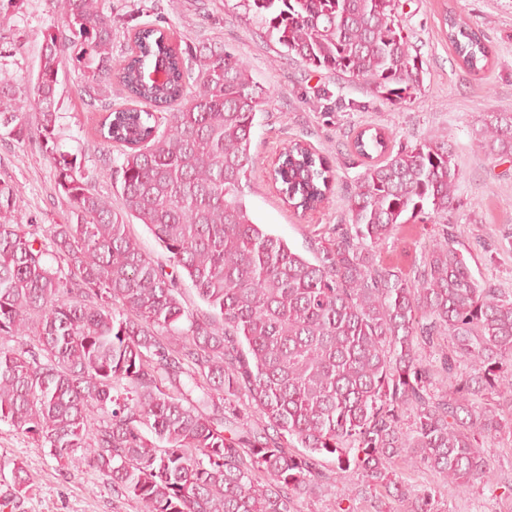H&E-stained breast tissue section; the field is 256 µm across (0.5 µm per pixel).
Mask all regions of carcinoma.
Instances as JSON below:
<instances>
[{
  "label": "carcinoma",
  "instance_id": "carcinoma-1",
  "mask_svg": "<svg viewBox=\"0 0 512 512\" xmlns=\"http://www.w3.org/2000/svg\"><path fill=\"white\" fill-rule=\"evenodd\" d=\"M399 0H243L255 25L316 69L362 80L388 101L421 90L423 60L396 19ZM34 77L0 80V133L41 140L68 224H29L18 190L0 184V422L87 466L135 499L141 512H292L324 479L320 457L354 469L361 485L401 492L396 459L434 469L467 489L491 479L485 439L512 409V299L473 276L448 230L460 173L448 135L392 153L377 129L359 133L370 161L315 261L254 222L245 197L256 157L257 113L273 91L224 50L181 48L156 24L133 29L112 60L110 0H56ZM459 64L492 63L484 33L445 14ZM81 71L94 99L117 81L128 102L105 107L98 135L122 206L94 192L78 154L60 148L59 72ZM161 70L163 80L150 74ZM33 99V128L19 93ZM492 156L512 158V112L479 130ZM290 208H320L333 190L327 157L291 142L270 170ZM145 225L169 253L155 263L129 232ZM442 225L414 278L376 262L404 224ZM67 267L46 260L42 237ZM188 279L211 313L179 299ZM450 344L440 367L421 350ZM204 391L192 403L182 377ZM440 381L442 393L430 391ZM245 392L257 418L224 414ZM413 425L402 427L405 413ZM303 451L285 452L283 442ZM10 475H5V468ZM24 465L0 462L4 502L27 492Z\"/></svg>",
  "mask_w": 512,
  "mask_h": 512
}]
</instances>
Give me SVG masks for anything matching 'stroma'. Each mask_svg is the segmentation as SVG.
I'll use <instances>...</instances> for the list:
<instances>
[{
	"instance_id": "35a3bbf8",
	"label": "stroma",
	"mask_w": 512,
	"mask_h": 512,
	"mask_svg": "<svg viewBox=\"0 0 512 512\" xmlns=\"http://www.w3.org/2000/svg\"><path fill=\"white\" fill-rule=\"evenodd\" d=\"M112 56L126 51L127 29L154 22L183 45L227 49L247 61L252 78L273 88L275 96L258 113L252 150L259 164L246 196L256 223L312 256L321 237L348 221V196L366 169L350 150L363 128L378 126L390 150L447 133L460 172L451 227L474 276L512 295V161L495 160L482 149L477 132L493 112H512V0H400L397 20L423 60V88L416 98L391 103L350 81L307 65L287 54L252 24L241 0H111ZM454 10L481 29L494 52L492 67L480 73L462 68L446 38L442 16ZM17 29L0 33V47L13 50L0 76L21 80L36 73L47 32L60 23L52 0H19ZM62 147L81 153L95 170L96 191L121 199L112 189L109 157L118 147L96 132L101 111L89 107L81 73L67 65L61 76ZM291 140L310 144L333 163L334 193L319 210L301 213L285 206L268 175L271 163ZM0 183L18 186L19 206L30 223L49 226L70 219L71 206L56 190L55 172L38 142L0 137ZM438 225L406 224L381 247L380 264L414 276ZM484 453L494 471L492 482L475 483L467 493L449 486L432 469L399 460L394 470L405 497L386 498L382 512H409L412 501L432 494L440 512H512V430L489 439ZM23 461L27 492L15 512H139L138 503L115 491L108 476L88 467L60 466L31 437L0 422V458ZM327 474L313 493L295 499L293 512H375L372 501L354 494L355 474L339 475L336 459L324 457Z\"/></svg>"
}]
</instances>
